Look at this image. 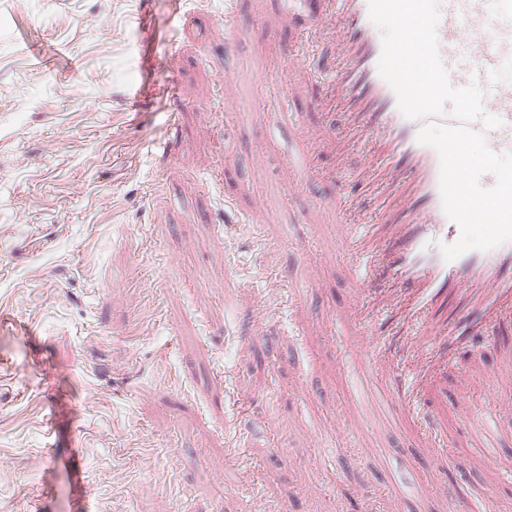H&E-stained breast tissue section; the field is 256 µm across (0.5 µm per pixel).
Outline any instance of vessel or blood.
<instances>
[{
	"label": "vessel or blood",
	"mask_w": 512,
	"mask_h": 512,
	"mask_svg": "<svg viewBox=\"0 0 512 512\" xmlns=\"http://www.w3.org/2000/svg\"><path fill=\"white\" fill-rule=\"evenodd\" d=\"M316 34L335 49V77L318 108L339 103L346 117L337 131L324 128L337 147L367 145L359 169L344 174L354 195L340 193L338 230L363 269L353 303L369 370L358 371L352 394L360 405L398 410L430 448L444 445L446 407L421 417L449 355L467 335L495 336L503 312L512 311V242L445 260L459 225L442 205L437 151L419 144L422 120L405 117L380 76L382 40L368 0H324L310 16ZM439 54L453 87L477 83L486 114L501 126L475 120L489 147L512 151V0H440Z\"/></svg>",
	"instance_id": "vessel-or-blood-1"
}]
</instances>
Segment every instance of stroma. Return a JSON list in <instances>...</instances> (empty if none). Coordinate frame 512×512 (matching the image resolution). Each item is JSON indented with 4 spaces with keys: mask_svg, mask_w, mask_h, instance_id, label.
<instances>
[{
    "mask_svg": "<svg viewBox=\"0 0 512 512\" xmlns=\"http://www.w3.org/2000/svg\"><path fill=\"white\" fill-rule=\"evenodd\" d=\"M279 7L0 0V512H512L511 322L438 387L494 423L497 464L348 403L334 174L363 155L310 145L344 124L311 109L329 46ZM257 70L262 102L224 78ZM298 150L315 176L292 192Z\"/></svg>",
    "mask_w": 512,
    "mask_h": 512,
    "instance_id": "stroma-1",
    "label": "stroma"
}]
</instances>
